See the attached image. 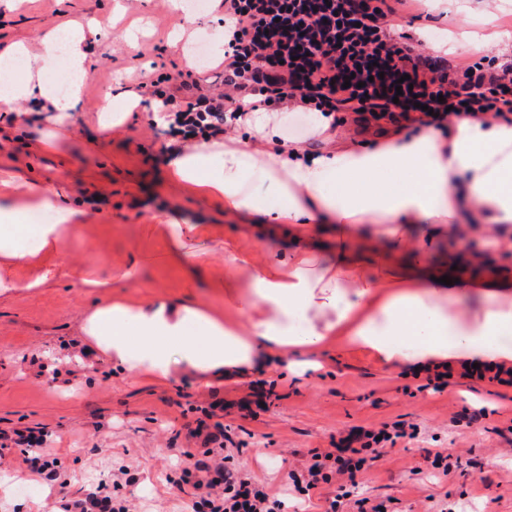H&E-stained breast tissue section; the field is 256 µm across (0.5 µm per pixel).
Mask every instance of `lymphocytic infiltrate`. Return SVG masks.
<instances>
[{"label": "lymphocytic infiltrate", "instance_id": "lymphocytic-infiltrate-1", "mask_svg": "<svg viewBox=\"0 0 512 512\" xmlns=\"http://www.w3.org/2000/svg\"><path fill=\"white\" fill-rule=\"evenodd\" d=\"M408 0H224V84L218 96L179 98L160 92L171 132L183 138L213 137L224 131L225 117L259 110L281 111L296 102L303 111L329 117L338 112L356 120H411L417 104L431 110L427 124L442 127L451 117L491 115L512 119V69L465 60L456 64L421 53L394 37ZM408 77L410 89L397 92ZM417 392L440 394L453 378L486 380L512 388V366L462 363L425 367ZM212 411L197 419L189 435L201 439L203 458L185 452L180 483L190 489L192 512H300L303 496L341 475L345 484L328 499L324 512H387L384 503L353 498L351 489L369 458L381 448L417 439L415 426L393 423L379 430L351 428L324 452L309 449L305 479L270 494L224 451V425ZM43 430L0 429V447L20 451V468L47 481L60 475L36 451ZM336 470H329V463Z\"/></svg>", "mask_w": 512, "mask_h": 512}]
</instances>
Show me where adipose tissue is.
I'll return each instance as SVG.
<instances>
[{"mask_svg": "<svg viewBox=\"0 0 512 512\" xmlns=\"http://www.w3.org/2000/svg\"><path fill=\"white\" fill-rule=\"evenodd\" d=\"M89 35L80 26L43 35L45 57L66 47L79 75L66 96L37 70L8 81L1 95L35 101L65 126L79 103ZM245 121L265 151L215 139L171 150L169 170L180 183L223 199L229 211H259L255 188L268 185L281 202L276 219L290 225L302 250L284 260L225 245L226 294L246 312V327L225 324L221 311L193 301L107 299L81 320L87 353L162 384L190 374L209 386L263 368L271 351L314 353L333 336L385 363H512V296L479 289L475 309H457L455 289L441 282L446 269L421 263L449 225L465 220L512 252L511 124L463 118L447 138L424 127L394 132L379 146L315 151L275 145L276 118ZM60 196L0 173V294L39 288L53 277L55 257L80 229L78 211L62 206ZM321 221L357 242L325 266L318 262L322 247L311 242ZM150 230L166 240L169 264L188 277L199 274L211 251V226L172 221ZM382 238L405 246L411 276L366 273L359 255Z\"/></svg>", "mask_w": 512, "mask_h": 512, "instance_id": "1", "label": "adipose tissue"}]
</instances>
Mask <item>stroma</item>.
<instances>
[{
	"instance_id": "stroma-1",
	"label": "stroma",
	"mask_w": 512,
	"mask_h": 512,
	"mask_svg": "<svg viewBox=\"0 0 512 512\" xmlns=\"http://www.w3.org/2000/svg\"><path fill=\"white\" fill-rule=\"evenodd\" d=\"M422 9L423 17L403 31L422 41L424 53L438 54L443 36L469 31L492 41L448 53V61L512 60V0H463L452 10L445 0H425ZM83 18L92 20L95 35L73 122L46 149L40 139L50 122H19L16 115L27 104L0 102V169L23 172L49 189L67 185V203L80 211L83 227L65 247L59 267L81 262L106 278L132 263L138 277L122 289L125 299L194 300L240 321L219 287L221 255H213L191 281L166 264L167 244L150 232L151 225L173 219L211 225L228 239L246 236L265 253L294 249L287 238L268 232L266 211L277 202L267 191L259 193L262 212L232 215L223 200L179 185L166 166L170 136L155 121L153 84L162 81L164 89L184 97L223 91L222 69L212 62L184 83L185 47L174 42L180 29L194 43L214 40L224 27L223 11L206 7L175 15L167 0H6L0 4V45L20 41L28 50L26 67L12 69L10 78H22L30 65L46 75L57 71V59L42 57V35L59 22ZM125 90L138 94L139 106L120 129L101 132L98 112ZM100 194L104 203L93 204ZM469 239L492 260L493 270L469 266L465 243L452 235L434 246L430 265L457 258L465 280L512 293V253L497 251L482 232ZM104 297L102 289L81 287L61 274L46 287L0 295V429L45 428L43 452L65 477L59 484L19 471V449L0 448V512H60L65 500L102 484L137 512H185L190 498L175 484V469L183 451L202 455L188 426L196 406L211 402L229 404L227 450L271 492L302 473L309 449H329L332 436L353 426L402 422L417 426V441L385 448L362 473L357 497L393 500L396 512H437L445 504L453 512H512V453L501 435L512 426V401L491 396L488 382L463 379L442 394L412 398L402 391L414 382L406 366L387 365L337 337L316 355V370L286 375L272 361L257 371L260 379L281 378L278 395L243 409L240 401H250L252 393L246 381L218 391L191 377L158 384L119 373L104 356L84 358L80 321ZM466 405L487 407L489 414L473 427L455 423ZM438 451L468 453L470 463L432 477ZM123 466L129 476L120 475Z\"/></svg>"
}]
</instances>
